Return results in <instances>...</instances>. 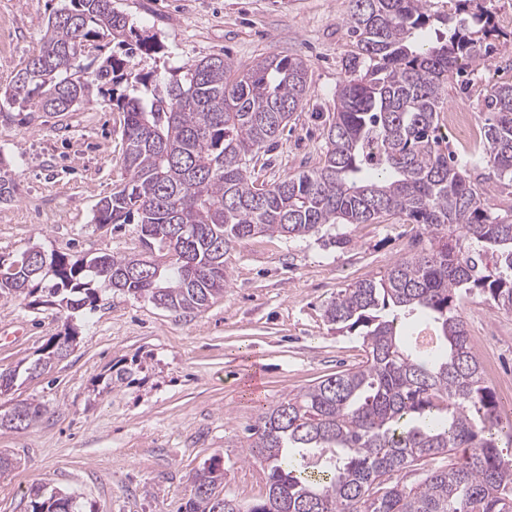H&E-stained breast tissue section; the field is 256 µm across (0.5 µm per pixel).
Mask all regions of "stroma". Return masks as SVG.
Wrapping results in <instances>:
<instances>
[{"mask_svg":"<svg viewBox=\"0 0 512 512\" xmlns=\"http://www.w3.org/2000/svg\"><path fill=\"white\" fill-rule=\"evenodd\" d=\"M494 16L501 42L487 62L453 76L445 106L468 109L476 127L489 116L483 96L512 83V0H479ZM61 0H0V91L37 54L48 17ZM159 53L141 71L168 70L210 55L234 65L297 55L309 93L285 129L261 179L317 166L322 117L336 104L345 59L348 0H114ZM0 120V156L19 191L0 203V257L37 245L75 258L143 251L135 224L93 221L99 198L122 183L123 116L97 100L61 117L11 108ZM348 244L339 248L336 235ZM422 228L392 217L375 224L327 225L303 239L261 235L224 257L229 285L200 312L174 313L124 291L100 292L94 309L75 317L24 300L0 299V372L35 358L73 320L80 337L41 376L0 395V415L23 400L46 412L25 430L0 428V454L17 466L0 473V512H27L34 489L72 494L81 512H178L192 474L219 459L224 488L250 503L264 492L257 468L240 458L261 411L326 376L358 364L362 339L337 332L326 304L354 282L384 273L415 252ZM458 312L490 368L486 386L512 409V312L480 294Z\"/></svg>","mask_w":512,"mask_h":512,"instance_id":"35a3bbf8","label":"stroma"}]
</instances>
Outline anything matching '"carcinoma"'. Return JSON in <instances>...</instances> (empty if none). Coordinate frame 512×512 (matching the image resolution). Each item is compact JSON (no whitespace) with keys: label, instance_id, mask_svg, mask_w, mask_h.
<instances>
[{"label":"carcinoma","instance_id":"1","mask_svg":"<svg viewBox=\"0 0 512 512\" xmlns=\"http://www.w3.org/2000/svg\"><path fill=\"white\" fill-rule=\"evenodd\" d=\"M432 0H350L346 24L357 52L336 90L324 159L271 184L252 175L308 92L307 66L290 55L237 69L220 55L171 70L159 83L132 61L160 45L130 25L112 0H64L42 45L4 90L12 105L62 114L106 96L123 114L127 181L100 198L94 223L138 224L147 255L72 259L47 254L0 268V298L41 290L32 304L71 312L117 289L173 312L202 311L224 294V255L256 235L304 238L325 225L374 224L404 216L428 246L359 280L327 303L339 332H359L365 358L259 414L242 461L259 467L266 492L242 503L223 493L224 470L197 469L180 512H512V422L484 385L479 357L456 303L475 292L512 311V208L490 211L488 195L512 185V84L492 86V118L463 164L439 148L448 79L460 62L485 63L479 33L450 26ZM445 26L426 37L432 22ZM97 52L98 67L76 61ZM483 164L482 179L471 169ZM19 183L0 159V201ZM497 256L493 269L487 253ZM413 317L429 344L405 335ZM78 340L69 326L27 369L41 375ZM45 406L21 401L0 427L25 430ZM422 471L416 486L401 474ZM30 512H75L76 499L34 492Z\"/></svg>","mask_w":512,"mask_h":512}]
</instances>
